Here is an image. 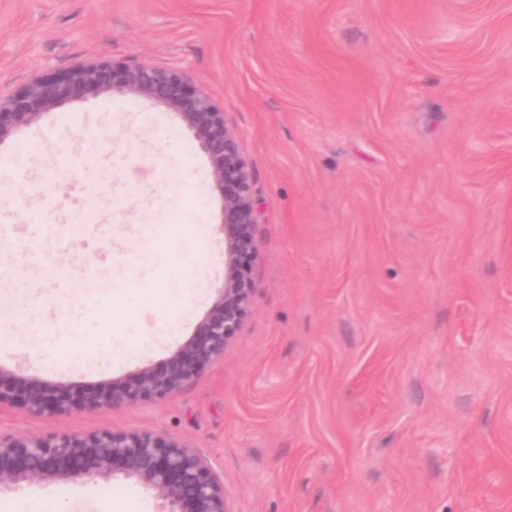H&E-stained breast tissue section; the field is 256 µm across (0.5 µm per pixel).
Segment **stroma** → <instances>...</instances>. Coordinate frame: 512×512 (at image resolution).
<instances>
[{"label":"stroma","instance_id":"stroma-1","mask_svg":"<svg viewBox=\"0 0 512 512\" xmlns=\"http://www.w3.org/2000/svg\"><path fill=\"white\" fill-rule=\"evenodd\" d=\"M93 57L182 71L223 110L257 200L250 313L173 396L5 409L0 440L184 441L236 512H512V0H0V92ZM220 217L206 155L152 102L70 103L1 143L0 300L30 310L0 368L82 395L161 367L224 280ZM148 288L172 314L141 304L130 359L77 365ZM61 499L159 508L75 481L0 512Z\"/></svg>","mask_w":512,"mask_h":512}]
</instances>
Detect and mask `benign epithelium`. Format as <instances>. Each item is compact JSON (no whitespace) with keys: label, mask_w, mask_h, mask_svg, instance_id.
Masks as SVG:
<instances>
[{"label":"benign epithelium","mask_w":512,"mask_h":512,"mask_svg":"<svg viewBox=\"0 0 512 512\" xmlns=\"http://www.w3.org/2000/svg\"><path fill=\"white\" fill-rule=\"evenodd\" d=\"M120 95L151 101L173 113L205 152L221 200L224 282L207 314L160 368L141 367L107 392L76 398L0 368V409L21 405L35 413L99 411L166 399L224 357L247 317L254 291L249 265L256 253V208L247 163L224 113L185 75L142 63L92 59L36 76L22 89L0 94V144L70 102ZM133 480L160 501L159 512H236L224 474L192 445L148 431L103 429L18 437L0 442V494L34 482Z\"/></svg>","instance_id":"1"}]
</instances>
